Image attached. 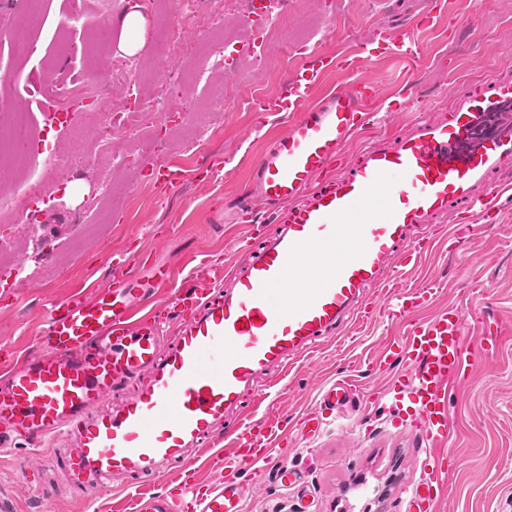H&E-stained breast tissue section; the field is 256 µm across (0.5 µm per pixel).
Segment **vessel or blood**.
<instances>
[{
    "instance_id": "1",
    "label": "vessel or blood",
    "mask_w": 512,
    "mask_h": 512,
    "mask_svg": "<svg viewBox=\"0 0 512 512\" xmlns=\"http://www.w3.org/2000/svg\"><path fill=\"white\" fill-rule=\"evenodd\" d=\"M424 46L413 35L368 42L362 59L393 54L416 61ZM329 62L312 56L264 111L290 119L255 163L250 183L270 208L274 229L245 223L248 203H235L232 221L245 226L246 258L228 267L191 257L177 266L157 261L132 265L134 252H110L109 283L76 290L49 302L37 349L21 365H0V447H37L45 438L66 443L64 454L48 452L47 465L66 475L63 493L121 477H159L170 462L184 472L174 494H140L132 512H242V486L235 473L272 467L291 484L298 475L287 462H273L282 436L273 421L248 412L271 369L320 342L366 306L367 292L416 269L433 246L432 219L455 202L470 213L491 211L512 191V132L505 130L470 152L463 139L487 113L512 101V80H495L454 95L445 114L417 122L411 132L361 150L346 168L337 163L351 138L371 121L375 86L350 81L319 101L308 92ZM157 188L183 183L173 163L146 167ZM329 252L331 267L298 301L281 303L280 291L306 254ZM172 291L176 327L164 338L166 319L154 304L157 289ZM437 293L435 285L396 291L384 306L402 336L379 355L381 365L401 361L404 371L389 392L427 446L424 474L409 495L408 512H432L448 454L452 422L447 394L474 356L473 339L496 344L502 327L473 328L451 306L421 319L417 313ZM135 382L129 398L107 406L112 392ZM356 386L343 378L324 390L320 404L341 409ZM242 423L232 449L221 457L223 481L199 478L209 436L229 411Z\"/></svg>"
}]
</instances>
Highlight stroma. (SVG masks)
Listing matches in <instances>:
<instances>
[{
    "mask_svg": "<svg viewBox=\"0 0 512 512\" xmlns=\"http://www.w3.org/2000/svg\"><path fill=\"white\" fill-rule=\"evenodd\" d=\"M134 9L145 20L144 44L130 58L143 94L153 98L170 75L181 76L179 102L188 117L180 126L140 118L138 128L119 134L105 153L90 130L107 120L122 92L112 81V58L119 52L120 20ZM204 9L203 16L191 18L171 12L166 0H86L85 16L75 24L66 18V0L31 5L0 0V106L20 102L34 122L31 169H13L10 179L0 182V229L14 236L11 260L25 269L13 279L10 297L0 298V353L10 361H22L33 349L46 301L84 284L105 286L107 253L124 247L145 226H156L158 235L145 239L142 250L159 262L176 265L194 255L243 261L236 241L244 230L223 218L248 188L250 167L288 131L286 116L262 118L249 106L254 95H276L300 70L304 55L282 56V46L304 39L310 51L335 60L322 76L324 92L344 81L340 61L354 58L378 35L410 33L424 43L425 58L411 83L399 81L402 64L394 56L373 59L359 70L360 81L381 91L380 115L350 140L352 158L378 137L402 134L420 120L418 112L396 111L402 98L412 95L439 110L472 85L512 77V0H295L287 13L275 16L266 64L246 60L233 72L199 83L194 75L205 65L206 38L229 33L243 41L251 27L240 0L224 8L205 0ZM430 9L438 23L421 29L419 20ZM169 26L179 32L182 50L164 60L155 40L158 30ZM19 28L40 44L39 53L25 60L13 53ZM17 71L37 74L41 81L28 88L9 83L8 75ZM85 71L97 73L98 96L71 109L68 124L59 125L46 110L50 90ZM54 151L87 157L90 164L54 170L47 161ZM218 157L225 160L223 170L211 180H196V169ZM158 161L180 164L187 180L160 193L141 172ZM34 176L51 204L31 222L16 213L13 197ZM463 215L457 206L439 218L432 228L433 248L398 285L416 288L433 280L440 286L421 317L454 305L470 318L496 321L507 330L499 349L478 360L452 392L454 458L436 506L437 512H500L503 495L512 493V196L502 197L490 215L467 216L469 231L449 237V226ZM371 302L369 314L295 358L285 374L267 384L258 412L276 417L288 430L287 450L273 456L287 459L302 482L285 487L272 475L242 472L243 512H406L405 491L421 477L425 449L411 426L397 423L381 393L400 364L380 371L369 364L396 332L385 320L380 291H373ZM343 377L356 381L365 407L333 414L320 437L298 435L321 389ZM41 462V453L29 450L0 454V512H122L137 490L164 492L181 476L175 464L135 488L117 484L71 497L58 492L59 475H49L40 486L31 482L30 471Z\"/></svg>",
    "mask_w": 512,
    "mask_h": 512,
    "instance_id": "obj_1",
    "label": "stroma"
}]
</instances>
